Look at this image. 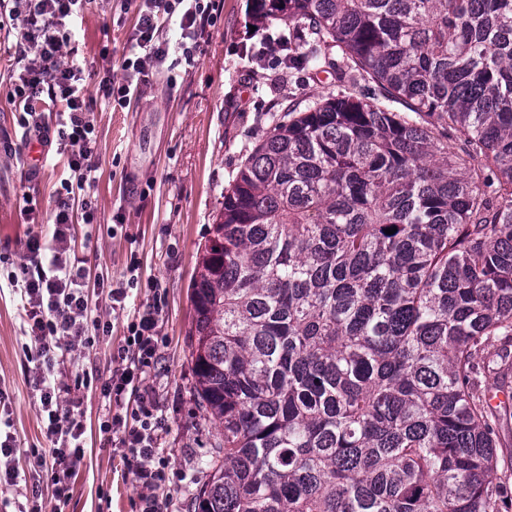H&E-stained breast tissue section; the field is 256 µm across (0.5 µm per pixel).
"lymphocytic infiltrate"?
Listing matches in <instances>:
<instances>
[{
    "label": "lymphocytic infiltrate",
    "mask_w": 512,
    "mask_h": 512,
    "mask_svg": "<svg viewBox=\"0 0 512 512\" xmlns=\"http://www.w3.org/2000/svg\"><path fill=\"white\" fill-rule=\"evenodd\" d=\"M89 2L0 0V30L18 31L13 45L18 75L11 93L22 108L19 124L41 145L55 146L73 174L53 198L51 247H44L38 237L29 238L25 261L8 276L10 284L24 292L30 334L38 343L31 357L33 388L46 421L45 435L54 443L46 454L32 450L33 467L49 475L60 501L68 495V481L82 464L85 449L75 387L59 377L57 351L63 344L89 345L110 329L89 317L86 261L72 246L74 224L93 223L97 213L92 198L82 194L98 160L90 114L97 103L122 107L141 94L153 75L164 69L172 49L181 50L186 63H194L208 27L217 20L215 0H122V9L132 8L137 14L130 50L121 63L123 77L103 76L96 81L95 96L87 97L83 90L92 75L72 59L79 52L73 21ZM50 105L58 109L52 123L45 113ZM161 300L160 294H153L151 304L134 315L127 326L130 342L118 352L117 367L100 387L110 412L99 430L115 435L126 451L140 489L137 512H166L156 492L170 481L169 465L157 446L166 419L145 384L162 343L155 320Z\"/></svg>",
    "instance_id": "obj_1"
}]
</instances>
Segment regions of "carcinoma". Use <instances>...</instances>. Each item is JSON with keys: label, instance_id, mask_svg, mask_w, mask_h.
I'll use <instances>...</instances> for the list:
<instances>
[{"label": "carcinoma", "instance_id": "1", "mask_svg": "<svg viewBox=\"0 0 512 512\" xmlns=\"http://www.w3.org/2000/svg\"><path fill=\"white\" fill-rule=\"evenodd\" d=\"M254 3L337 92L270 114L198 249L187 512H509L512 0Z\"/></svg>", "mask_w": 512, "mask_h": 512}]
</instances>
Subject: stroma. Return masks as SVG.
I'll return each mask as SVG.
<instances>
[{
    "label": "stroma",
    "instance_id": "35a3bbf8",
    "mask_svg": "<svg viewBox=\"0 0 512 512\" xmlns=\"http://www.w3.org/2000/svg\"><path fill=\"white\" fill-rule=\"evenodd\" d=\"M250 4L251 0H221L220 17L209 28L194 65L159 74L129 108H99L91 116L99 161L95 179L84 192L95 201L101 221L75 225L74 246L90 271L91 314L111 320L112 333L81 351H59L63 377L88 373L96 379L80 392L86 456L62 503L55 502L50 482L37 479L30 466L31 449L46 453L51 443L41 429L30 382L28 350L33 343L20 292L6 283L9 263H0V388L10 398L16 440L13 464L19 473L16 485L0 486V512H17L36 491L50 510L133 512L138 489L120 454L99 432V383L110 375L112 354L123 343L129 318L150 300L152 282L165 296L158 321L164 343L147 384L167 418L160 453L180 475L179 481L159 491L168 512H187L192 494L207 479L201 462L209 457L218 428L197 409L192 394L190 294L197 250L210 236L225 188L269 129L272 105L314 100L336 89L335 77L320 70L288 69L271 60L262 67L252 63L251 54L261 48L262 38L249 33ZM116 7L115 0H93L77 19L75 31L83 46L77 64L111 70L118 79L136 16L127 13L121 25H114ZM6 40L0 31V252L18 261L27 235L50 241L52 194L70 172L57 161L28 178L20 157L9 151L21 130L19 114L7 98L12 66L2 47ZM105 43L112 49L108 60L99 55ZM27 195L37 202L30 217L23 211ZM117 211L123 214L119 225L112 222ZM134 258L141 263L144 283L130 290L124 309H112L107 289L96 282L102 277L122 278Z\"/></svg>",
    "mask_w": 512,
    "mask_h": 512
}]
</instances>
